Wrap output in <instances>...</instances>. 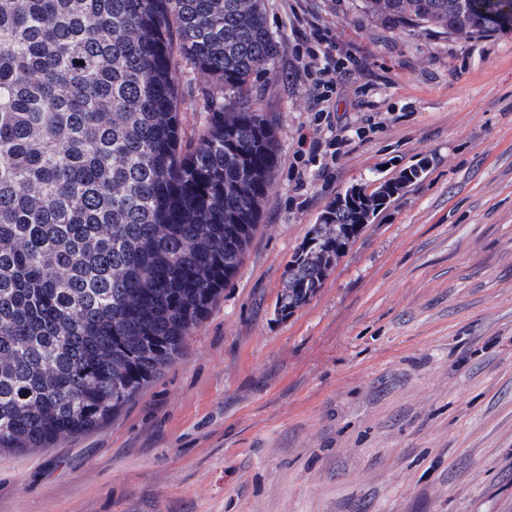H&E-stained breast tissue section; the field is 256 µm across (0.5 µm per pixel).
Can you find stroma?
<instances>
[{"instance_id":"stroma-1","label":"stroma","mask_w":512,"mask_h":512,"mask_svg":"<svg viewBox=\"0 0 512 512\" xmlns=\"http://www.w3.org/2000/svg\"><path fill=\"white\" fill-rule=\"evenodd\" d=\"M257 103L279 147L259 229L183 354L113 418L0 451V512H512V30L396 26L362 0H265ZM363 62L327 103L328 177L299 57ZM182 135L218 87L173 55ZM423 164L303 307L288 261L336 195Z\"/></svg>"}]
</instances>
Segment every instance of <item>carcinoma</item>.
I'll list each match as a JSON object with an SVG mask.
<instances>
[{"label":"carcinoma","mask_w":512,"mask_h":512,"mask_svg":"<svg viewBox=\"0 0 512 512\" xmlns=\"http://www.w3.org/2000/svg\"><path fill=\"white\" fill-rule=\"evenodd\" d=\"M450 35L512 28V0H364ZM179 50L224 88L182 145ZM277 55L264 0H0V450L95 430L182 355L242 265L277 125L253 85ZM336 257L373 222L331 204Z\"/></svg>","instance_id":"obj_1"}]
</instances>
